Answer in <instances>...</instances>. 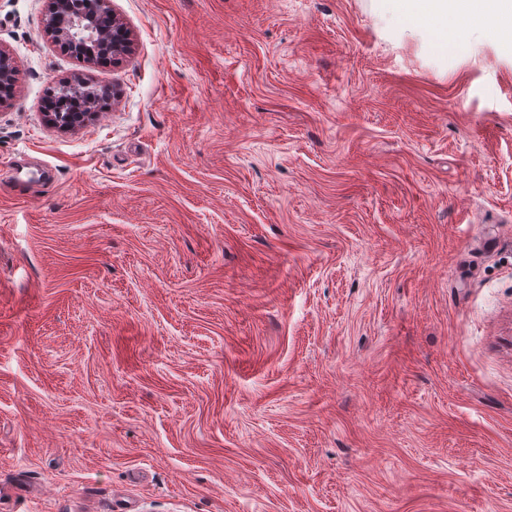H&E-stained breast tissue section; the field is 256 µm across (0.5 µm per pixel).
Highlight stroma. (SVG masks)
<instances>
[{
  "mask_svg": "<svg viewBox=\"0 0 512 512\" xmlns=\"http://www.w3.org/2000/svg\"><path fill=\"white\" fill-rule=\"evenodd\" d=\"M48 6L0 0V512H512V0H112L115 66ZM61 83L63 84L59 86L64 87L63 94L60 95L61 100L64 102L76 100L71 101L65 106L63 110L66 113H64L58 112L60 108L59 103H56L52 98L47 99L44 103V111L50 113H45L44 117L48 125L57 130L63 132L74 131L77 129L78 124H86L97 115V112H89V107L79 100L93 104L95 97L86 89L87 86L82 83L77 81H64Z\"/></svg>",
  "mask_w": 512,
  "mask_h": 512,
  "instance_id": "1",
  "label": "stroma"
}]
</instances>
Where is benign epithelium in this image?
<instances>
[{
    "mask_svg": "<svg viewBox=\"0 0 512 512\" xmlns=\"http://www.w3.org/2000/svg\"><path fill=\"white\" fill-rule=\"evenodd\" d=\"M75 13L63 24L53 17L46 18L47 30L55 43L71 42L84 51L92 52L104 38L107 30H112V61L117 64L133 53V42L124 22L112 10V0H76ZM20 74L9 54L0 49V79L19 80ZM62 101L83 100L94 103V95L86 85L77 81L63 82ZM96 113L50 112L44 114L51 127L63 131H74L77 125L94 119Z\"/></svg>",
    "mask_w": 512,
    "mask_h": 512,
    "instance_id": "1",
    "label": "benign epithelium"
}]
</instances>
